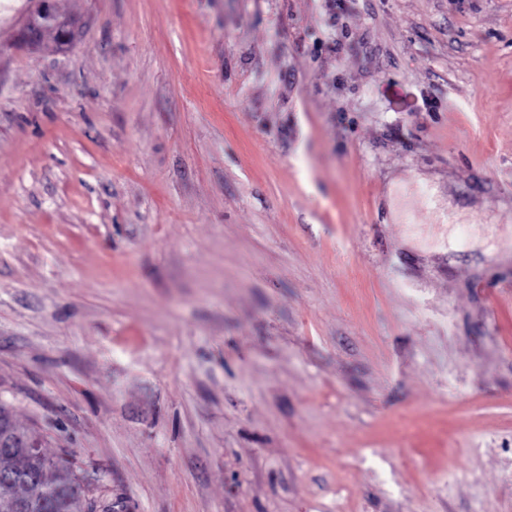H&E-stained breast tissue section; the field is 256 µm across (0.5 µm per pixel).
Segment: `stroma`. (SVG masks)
<instances>
[{
	"mask_svg": "<svg viewBox=\"0 0 512 512\" xmlns=\"http://www.w3.org/2000/svg\"><path fill=\"white\" fill-rule=\"evenodd\" d=\"M0 14V403L95 512H512V0ZM34 3L33 12L25 19L22 29L25 45L36 44L47 28H53L58 33L59 40L67 44L73 43L75 31L72 22L58 15L45 1L38 0Z\"/></svg>",
	"mask_w": 512,
	"mask_h": 512,
	"instance_id": "obj_1",
	"label": "stroma"
}]
</instances>
